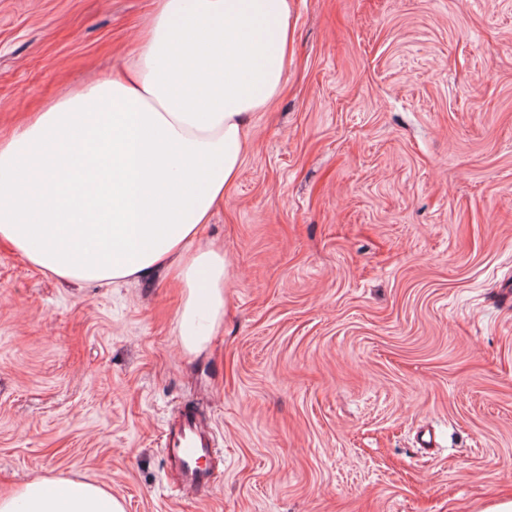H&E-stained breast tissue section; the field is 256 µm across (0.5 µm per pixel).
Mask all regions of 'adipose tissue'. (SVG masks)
Returning <instances> with one entry per match:
<instances>
[{
    "instance_id": "1",
    "label": "adipose tissue",
    "mask_w": 512,
    "mask_h": 512,
    "mask_svg": "<svg viewBox=\"0 0 512 512\" xmlns=\"http://www.w3.org/2000/svg\"><path fill=\"white\" fill-rule=\"evenodd\" d=\"M289 12L288 0H157L128 72L65 92L0 140V240L76 283L173 269L180 344L199 350L230 271L194 241L282 86ZM0 512L125 510L100 486L38 479Z\"/></svg>"
}]
</instances>
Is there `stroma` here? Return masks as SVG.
I'll return each instance as SVG.
<instances>
[{"label":"stroma","instance_id":"stroma-1","mask_svg":"<svg viewBox=\"0 0 512 512\" xmlns=\"http://www.w3.org/2000/svg\"><path fill=\"white\" fill-rule=\"evenodd\" d=\"M154 0H0V136L122 69ZM284 86L200 243L222 328L165 273L73 285L0 241V496L125 512H485L512 501V0H291ZM190 408L221 473L172 497ZM19 507L23 510L19 511ZM1 512H125L122 502L87 482L38 479L17 494L0 498Z\"/></svg>","mask_w":512,"mask_h":512}]
</instances>
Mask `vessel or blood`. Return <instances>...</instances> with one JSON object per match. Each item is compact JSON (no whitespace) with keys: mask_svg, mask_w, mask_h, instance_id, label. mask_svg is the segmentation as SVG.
<instances>
[{"mask_svg":"<svg viewBox=\"0 0 512 512\" xmlns=\"http://www.w3.org/2000/svg\"><path fill=\"white\" fill-rule=\"evenodd\" d=\"M163 444L164 466L175 474L170 485L172 496H202L215 487V477L208 466L217 450L211 429L195 411L182 409L168 425Z\"/></svg>","mask_w":512,"mask_h":512,"instance_id":"b4317fda","label":"vessel or blood"}]
</instances>
